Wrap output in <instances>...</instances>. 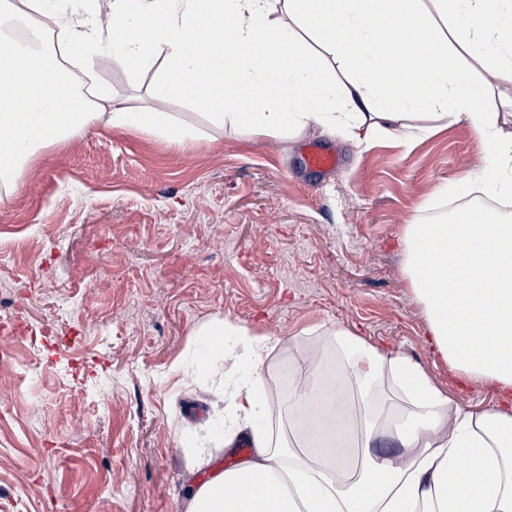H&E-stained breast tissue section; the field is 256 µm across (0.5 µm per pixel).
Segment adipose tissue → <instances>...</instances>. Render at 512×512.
<instances>
[{
	"instance_id": "1",
	"label": "adipose tissue",
	"mask_w": 512,
	"mask_h": 512,
	"mask_svg": "<svg viewBox=\"0 0 512 512\" xmlns=\"http://www.w3.org/2000/svg\"><path fill=\"white\" fill-rule=\"evenodd\" d=\"M284 8L291 24L275 19V0H110L102 23L52 11L49 0L20 9L0 0V33L31 11L57 29L51 49L39 29L28 44L0 46V191L94 122L197 141L167 113L116 109L104 93L88 99L59 74L63 55L93 71L107 43L126 66L160 61L157 101L183 98L247 132L345 124L362 143L403 127L413 110L468 120L487 144L486 189L512 195V135L501 133L498 113L473 111L492 88L463 67L485 63L491 47L500 73L512 75V0H284ZM329 60L344 80L331 76ZM405 246L437 351L464 376L492 379L503 405L470 412L417 365L339 328L320 358L296 366L288 408L352 427L354 456L332 442L293 448L265 426L269 346L255 338L237 395L240 423L225 442L245 438L252 456L190 489L186 512H512V223L464 210L444 224L409 225ZM340 374L353 384L349 395L339 393ZM386 377L408 410L379 401Z\"/></svg>"
}]
</instances>
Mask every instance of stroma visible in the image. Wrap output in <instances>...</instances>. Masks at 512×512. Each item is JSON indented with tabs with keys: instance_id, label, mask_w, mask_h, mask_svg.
<instances>
[{
	"instance_id": "obj_1",
	"label": "stroma",
	"mask_w": 512,
	"mask_h": 512,
	"mask_svg": "<svg viewBox=\"0 0 512 512\" xmlns=\"http://www.w3.org/2000/svg\"><path fill=\"white\" fill-rule=\"evenodd\" d=\"M158 64L101 54L112 105L167 112L199 139L171 144L89 125L45 150L0 198V325L24 323L0 359V512H182L186 486L241 463V357L196 359L201 329L267 337L263 391L342 327L408 358L480 412L496 384L465 380L431 346L406 269L411 224L477 195L487 147L468 122L424 117L368 143L309 126L247 134L188 101L161 103ZM512 133V79L473 65ZM334 150L331 171L305 148ZM212 461L193 462L200 449Z\"/></svg>"
}]
</instances>
